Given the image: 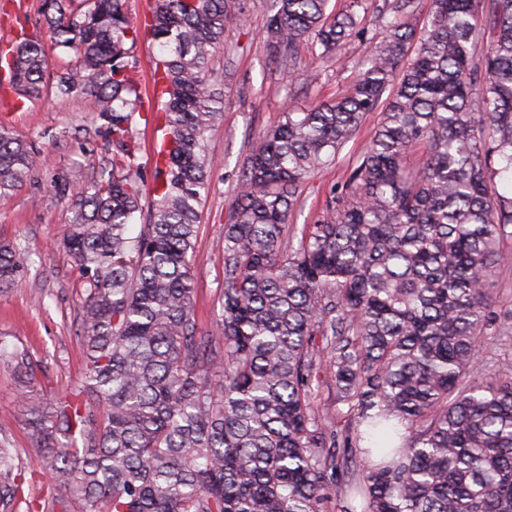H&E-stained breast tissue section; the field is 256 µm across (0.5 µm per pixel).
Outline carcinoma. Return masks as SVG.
Returning <instances> with one entry per match:
<instances>
[{"instance_id":"carcinoma-1","label":"carcinoma","mask_w":512,"mask_h":512,"mask_svg":"<svg viewBox=\"0 0 512 512\" xmlns=\"http://www.w3.org/2000/svg\"><path fill=\"white\" fill-rule=\"evenodd\" d=\"M327 4L274 0L266 42L283 68L304 42L329 57L359 31L364 0L334 17ZM480 4L431 0L419 29L415 0H393L343 96L264 133L224 224L220 313L202 332L191 260L204 137L223 108L209 65L239 4L155 0L167 144L150 222L132 237L143 181L123 0H43L48 38L73 53L54 91L92 114L76 132L114 148L110 167L57 187L85 284L83 365L78 384L27 397L41 473L64 490L44 512H512V367L479 357L490 329L512 342L496 291L512 238V0H487L481 53ZM0 53V87L45 91L42 39L22 32ZM375 111L334 216L288 236L304 182ZM35 163L0 125L1 203ZM24 263L1 243L0 286ZM2 358L35 383L26 352L0 345ZM23 476L0 438V512H35Z\"/></svg>"}]
</instances>
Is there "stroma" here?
<instances>
[{
	"label": "stroma",
	"instance_id": "1",
	"mask_svg": "<svg viewBox=\"0 0 512 512\" xmlns=\"http://www.w3.org/2000/svg\"><path fill=\"white\" fill-rule=\"evenodd\" d=\"M242 20L226 28L224 46L211 58L215 81L224 90V111L205 139L211 161L210 188L198 210V236L193 260L196 319L200 330H211L220 310L224 288V223L235 204L240 170L264 131L279 123L288 109L306 110L343 95L356 64L382 39L376 21L379 0H367L364 31L347 40L330 59L318 60V47L303 44L300 69L288 74L271 63L265 44L269 0H239ZM153 0H126V12L138 38L132 54L138 62L143 109L157 105L152 67L161 52L145 31L144 21ZM41 0H0V36H9L15 20H23L29 34L44 35ZM319 72L310 80L308 68ZM90 113L77 102L49 94L27 100L21 110L0 116V123L38 150L32 179L14 198L0 205V243H21L30 253L23 280L0 288V343L27 352L37 377L35 394L48 396L75 383L81 376L82 273L59 241L70 225L66 200L53 186L69 177L76 166L96 171L110 164L112 152L101 139L74 135L77 125L89 123ZM378 113L369 114L355 138L341 149L330 166L302 186L300 202L290 221L311 224L330 217L328 204L341 189L355 162L370 142ZM133 136L139 148L144 177L142 203L154 200V148L163 133L159 123H137ZM24 377L10 362L0 361V438H9L30 479L27 497L51 498L56 491L39 473L34 445L26 434Z\"/></svg>",
	"mask_w": 512,
	"mask_h": 512
}]
</instances>
